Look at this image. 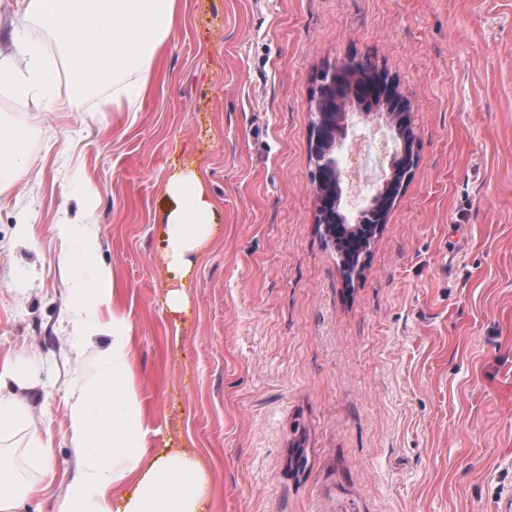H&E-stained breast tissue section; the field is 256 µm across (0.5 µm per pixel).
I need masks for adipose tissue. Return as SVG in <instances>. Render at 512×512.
Listing matches in <instances>:
<instances>
[{"label": "adipose tissue", "instance_id": "obj_1", "mask_svg": "<svg viewBox=\"0 0 512 512\" xmlns=\"http://www.w3.org/2000/svg\"><path fill=\"white\" fill-rule=\"evenodd\" d=\"M18 13L54 38L59 54L86 88L112 85L113 104L136 105L157 79L156 60L173 27L177 0H15ZM25 70L0 62V90L33 100L38 111L75 110L78 96L51 92L52 66L33 42L18 41ZM31 155L22 136L0 138V192L28 169ZM167 207L156 249L175 288L165 295L171 321L186 313V276L211 240L218 212L200 174L187 169L164 184ZM98 244L63 256L75 274L68 284L73 331L106 342L97 372L68 398L67 436L77 448L76 469L56 512H211V485L204 465L182 449L149 448L143 405L133 373V327L116 311L117 288L110 267L98 263ZM111 317L101 321L100 309Z\"/></svg>", "mask_w": 512, "mask_h": 512}]
</instances>
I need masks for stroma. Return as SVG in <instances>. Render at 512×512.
I'll list each match as a JSON object with an SVG mask.
<instances>
[{"label":"stroma","mask_w":512,"mask_h":512,"mask_svg":"<svg viewBox=\"0 0 512 512\" xmlns=\"http://www.w3.org/2000/svg\"><path fill=\"white\" fill-rule=\"evenodd\" d=\"M362 59L409 101L417 164L349 278L317 222L311 100ZM157 69L135 112L108 86L76 112L0 99L33 158L0 193V360L27 363L51 434L48 475L29 430L0 434L17 512H52L74 474L66 399L95 349L61 256L89 234L150 443L210 468L212 512H512V0H177ZM188 168L219 218L177 328L154 241Z\"/></svg>","instance_id":"1"}]
</instances>
